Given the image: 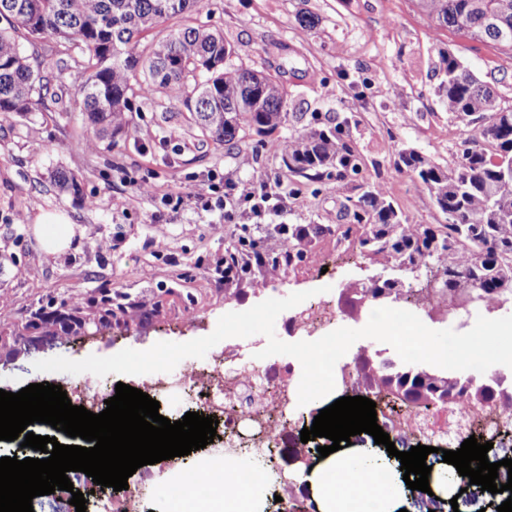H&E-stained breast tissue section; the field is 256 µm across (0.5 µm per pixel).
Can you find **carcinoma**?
Here are the masks:
<instances>
[{
    "label": "carcinoma",
    "mask_w": 512,
    "mask_h": 512,
    "mask_svg": "<svg viewBox=\"0 0 512 512\" xmlns=\"http://www.w3.org/2000/svg\"><path fill=\"white\" fill-rule=\"evenodd\" d=\"M438 29L463 33L512 53V0H413ZM201 11V0H0V117L55 112L66 97L64 114L94 132L85 145L106 149L138 138L137 102L161 94L181 103L200 134L231 151L250 135L260 147L279 154L289 175L344 188L359 175L360 156L345 123L317 117L307 131L265 140L288 115L280 78L235 62L236 50L224 33L196 23L147 44L142 34L163 23ZM58 57L57 71L44 67ZM442 79L435 95L465 127L456 166L448 170L411 148H398L393 166L426 188L447 223L432 229L415 224L395 206L382 184L363 181L346 197L350 224H290L293 256L303 262L322 238L353 241L359 252L384 267L415 275L420 287L400 300L376 298L395 279L355 281L342 289L344 312L354 316L371 305L402 301L431 320L465 323L474 310L491 315L512 305V106L450 52H440ZM56 188L84 199L82 179L60 168ZM64 302L51 299L30 315L26 327L68 317ZM137 304L127 295L105 291L95 301L98 321ZM349 366L356 392L381 396L386 405L427 410L470 403L499 411L512 422V383L496 372L480 377L453 370L436 372L417 364L399 368L369 348L359 349Z\"/></svg>",
    "instance_id": "carcinoma-1"
}]
</instances>
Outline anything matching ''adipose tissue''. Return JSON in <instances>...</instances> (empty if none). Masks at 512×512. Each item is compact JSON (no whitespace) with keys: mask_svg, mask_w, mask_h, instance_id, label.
I'll use <instances>...</instances> for the list:
<instances>
[{"mask_svg":"<svg viewBox=\"0 0 512 512\" xmlns=\"http://www.w3.org/2000/svg\"><path fill=\"white\" fill-rule=\"evenodd\" d=\"M32 222L44 253L51 257L62 254L75 234L71 219L62 212L43 211ZM203 472L211 476V483L204 485L201 496L185 498L179 512H259L262 477L237 486L235 464L230 460L205 461ZM305 480L321 512H351L358 505L363 512H393L401 496L399 482L385 477L363 448L336 451Z\"/></svg>","mask_w":512,"mask_h":512,"instance_id":"1","label":"adipose tissue"}]
</instances>
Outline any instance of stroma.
<instances>
[{
	"mask_svg": "<svg viewBox=\"0 0 512 512\" xmlns=\"http://www.w3.org/2000/svg\"><path fill=\"white\" fill-rule=\"evenodd\" d=\"M319 18L310 30L297 15ZM200 20L223 30L225 41L243 62L282 72L288 92V119L275 132H302L312 114L347 120L349 135L362 159L361 177L384 184L413 223L436 227L444 218L427 191L392 165L398 147H411L445 168L454 167L464 126L435 96L441 75L438 52L452 51L480 79L492 84L505 105H512V55L462 34L436 29L417 13L411 0H204ZM277 39L288 52H268ZM138 141L109 150L87 151L85 132L56 112L30 118H0V389L18 392L32 383L69 385V373L44 374L36 361L62 356L81 360L108 357L132 348L145 350L159 341L187 342L211 334L219 318L240 312L279 294L311 292L312 303L337 304L340 290L353 281L380 274L366 258L340 260L350 243L328 237L317 242L309 260L283 269L276 281L257 289L260 271L227 282L212 269L243 233L278 248V236L264 224L213 229L219 216L188 204L156 219L160 198L169 191L200 189L201 176L215 173L247 186L256 178L295 190L285 224H346L344 192H313L304 180L289 176L279 155L256 152L245 138L234 153L192 135L183 105L159 97L143 100L135 114ZM251 157L243 165V157ZM64 167L83 182L84 201L60 193L51 175ZM148 177L153 194L140 193L132 180ZM67 213L77 235L60 258L46 256L33 224H18L16 213ZM138 301L133 314H116L107 325L62 330L48 323L15 335L32 311L48 300L79 298L82 305L102 291ZM194 310L195 322H183ZM177 468L157 463L143 497L144 512H177L172 488Z\"/></svg>",
	"mask_w": 512,
	"mask_h": 512,
	"instance_id": "35a3bbf8",
	"label": "stroma"
}]
</instances>
